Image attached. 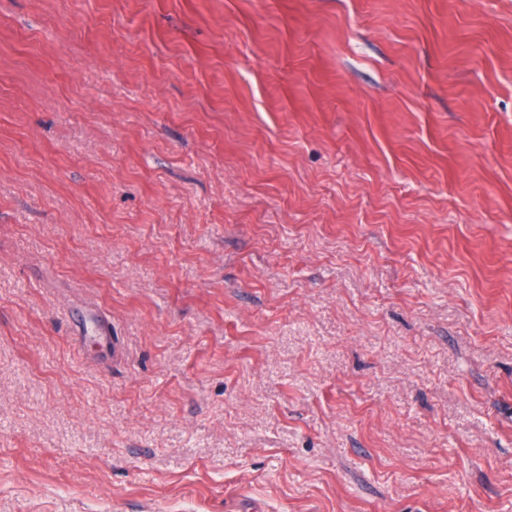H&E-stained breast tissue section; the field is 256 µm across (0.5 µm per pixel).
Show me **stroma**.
<instances>
[{"label":"stroma","mask_w":512,"mask_h":512,"mask_svg":"<svg viewBox=\"0 0 512 512\" xmlns=\"http://www.w3.org/2000/svg\"><path fill=\"white\" fill-rule=\"evenodd\" d=\"M247 501L512 512V0H0V512Z\"/></svg>","instance_id":"35a3bbf8"}]
</instances>
